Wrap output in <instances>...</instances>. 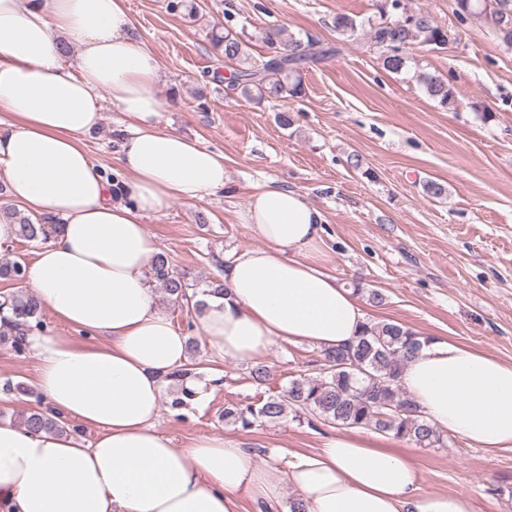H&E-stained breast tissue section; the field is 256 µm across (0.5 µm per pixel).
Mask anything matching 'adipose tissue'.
I'll list each match as a JSON object with an SVG mask.
<instances>
[{"label": "adipose tissue", "instance_id": "adipose-tissue-1", "mask_svg": "<svg viewBox=\"0 0 512 512\" xmlns=\"http://www.w3.org/2000/svg\"><path fill=\"white\" fill-rule=\"evenodd\" d=\"M135 28L125 0H0V113L13 117L0 120V170L16 204L59 222L27 284L56 318L109 339L32 337L46 405L97 435L85 445L0 423V512H237L243 498L284 512L287 487L307 512H474L468 495L420 492L413 457L364 431L311 453L270 449L260 467L230 438L176 448L156 430L187 345L147 283L159 247L145 219L223 190L224 158L159 127L162 67ZM102 90L133 127L119 140L117 183L81 143L101 121ZM243 221L264 245L225 265L229 294L200 322L210 346L252 362L278 339L325 350L358 336L366 312L319 262L321 213L296 191L262 188ZM402 383L441 429L512 447V363L434 339Z\"/></svg>", "mask_w": 512, "mask_h": 512}]
</instances>
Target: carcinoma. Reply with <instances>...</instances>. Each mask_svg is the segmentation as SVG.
<instances>
[{
  "label": "carcinoma",
  "mask_w": 512,
  "mask_h": 512,
  "mask_svg": "<svg viewBox=\"0 0 512 512\" xmlns=\"http://www.w3.org/2000/svg\"><path fill=\"white\" fill-rule=\"evenodd\" d=\"M490 20L502 39L512 46V0H489ZM380 22L370 25L369 40L383 49V65L391 72L406 64L403 49L419 41L442 46L448 35L433 17L421 9L408 12L401 0H376ZM283 29L273 28L265 35L269 53L258 58L233 29L212 34L213 46L224 58L235 61L241 93L250 101L298 97L302 93L299 67L325 55L318 43L293 37L283 38ZM427 92L445 107L454 99L453 89L431 77ZM16 226L15 238L46 243L58 226L51 218L31 217L12 205H0V220ZM27 278V266L20 260L0 263V280L17 284ZM149 281L162 288L172 303L192 300L187 274L176 270L168 255L157 254ZM0 335L11 339L14 348H22L28 336L43 330L41 301L18 288L0 301ZM421 347V336L405 325L392 321H369L362 326L354 342L323 351L319 371L292 378L288 385L258 403L224 407V420L250 430L277 423L294 413L308 422L318 421L341 428H366L419 448H445L448 439L432 424L401 384L408 359ZM20 424L29 431H64L66 420L39 409L20 415Z\"/></svg>",
  "instance_id": "obj_1"
}]
</instances>
